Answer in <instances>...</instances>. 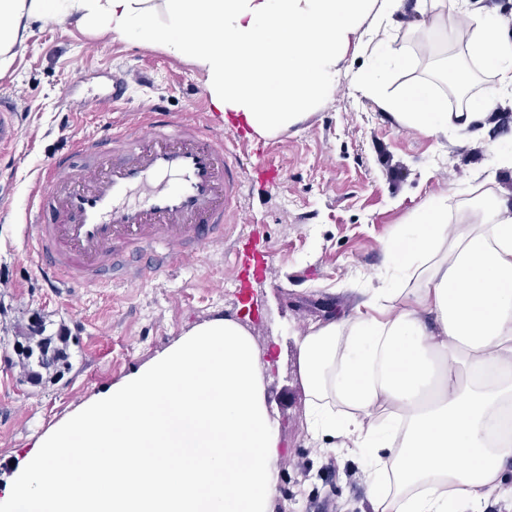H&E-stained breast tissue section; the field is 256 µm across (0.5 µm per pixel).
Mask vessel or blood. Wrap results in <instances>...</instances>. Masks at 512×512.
<instances>
[{"mask_svg": "<svg viewBox=\"0 0 512 512\" xmlns=\"http://www.w3.org/2000/svg\"><path fill=\"white\" fill-rule=\"evenodd\" d=\"M18 132L14 102L0 97V146ZM230 142L160 107L74 142L38 177L25 210L23 245L43 280H146L223 247L226 225L243 221L245 182Z\"/></svg>", "mask_w": 512, "mask_h": 512, "instance_id": "obj_1", "label": "vessel or blood"}]
</instances>
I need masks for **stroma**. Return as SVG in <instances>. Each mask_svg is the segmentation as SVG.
Masks as SVG:
<instances>
[{
    "mask_svg": "<svg viewBox=\"0 0 512 512\" xmlns=\"http://www.w3.org/2000/svg\"><path fill=\"white\" fill-rule=\"evenodd\" d=\"M369 52L348 54L331 99L275 136H247L215 112L199 70L158 45L69 24L33 26L0 96L21 116L17 144L0 160V491L40 437L95 394L149 362L204 321L247 323L259 347L280 358L267 377L269 407L283 449L278 512H372L358 454L324 452L307 429V394L295 373L294 335L353 313L375 290L396 287L386 244L398 241L430 197H448V218L473 195L512 193V165L481 141L398 128L357 91L354 72ZM140 74L124 111L65 103L104 95L113 71ZM183 118L205 113L211 129L244 142L243 223L224 250L205 251L176 273L95 288H49L26 254L22 220L41 169L101 128L127 126L154 104ZM271 169L256 171L252 149ZM69 338L68 369L32 384L14 344L22 335Z\"/></svg>",
    "mask_w": 512,
    "mask_h": 512,
    "instance_id": "obj_1",
    "label": "stroma"
}]
</instances>
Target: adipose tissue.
<instances>
[{
  "label": "adipose tissue",
  "mask_w": 512,
  "mask_h": 512,
  "mask_svg": "<svg viewBox=\"0 0 512 512\" xmlns=\"http://www.w3.org/2000/svg\"><path fill=\"white\" fill-rule=\"evenodd\" d=\"M408 16L430 52L457 24L466 52L512 85V22L463 10L460 0H0V71L34 25L69 23L157 43L193 63L214 110L248 135L270 137L331 98L350 49H372L357 90L401 127L447 135L484 121L499 100L449 111L439 88L473 81L437 61L438 79L411 81L391 29ZM400 75L394 93L382 71ZM477 218L448 223V199L416 211L405 250L387 257L405 287L377 291L362 310L297 336L298 374L316 441L366 461L373 512H486L512 467V197L487 192Z\"/></svg>",
  "instance_id": "ef3b65f1"
}]
</instances>
